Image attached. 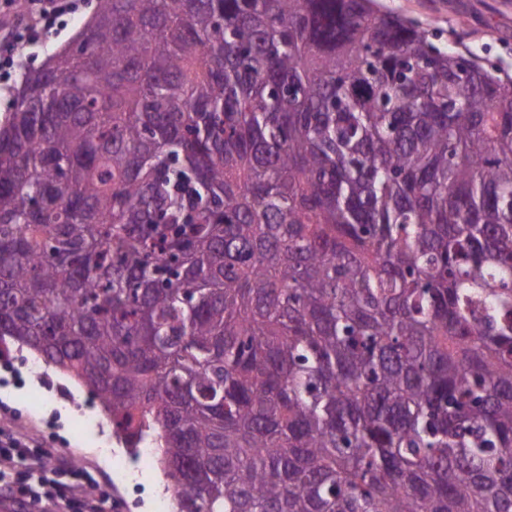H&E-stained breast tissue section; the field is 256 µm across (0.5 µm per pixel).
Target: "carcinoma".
Wrapping results in <instances>:
<instances>
[{
    "label": "carcinoma",
    "mask_w": 512,
    "mask_h": 512,
    "mask_svg": "<svg viewBox=\"0 0 512 512\" xmlns=\"http://www.w3.org/2000/svg\"><path fill=\"white\" fill-rule=\"evenodd\" d=\"M0 127V337L177 512H512V76L377 0H99Z\"/></svg>",
    "instance_id": "obj_1"
}]
</instances>
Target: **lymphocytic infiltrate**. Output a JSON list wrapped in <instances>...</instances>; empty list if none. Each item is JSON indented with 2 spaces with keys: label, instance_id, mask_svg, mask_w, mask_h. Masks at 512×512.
<instances>
[{
  "label": "lymphocytic infiltrate",
  "instance_id": "1",
  "mask_svg": "<svg viewBox=\"0 0 512 512\" xmlns=\"http://www.w3.org/2000/svg\"><path fill=\"white\" fill-rule=\"evenodd\" d=\"M0 496L40 512H104L107 502L87 468L55 456L6 418L0 420Z\"/></svg>",
  "mask_w": 512,
  "mask_h": 512
}]
</instances>
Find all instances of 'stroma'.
Returning a JSON list of instances; mask_svg holds the SVG:
<instances>
[{"mask_svg":"<svg viewBox=\"0 0 512 512\" xmlns=\"http://www.w3.org/2000/svg\"><path fill=\"white\" fill-rule=\"evenodd\" d=\"M384 9L417 21L436 33L439 46L462 48L479 60L512 75V0H380ZM97 9L95 0H83L74 15L65 16L61 33L40 47H20L18 67L0 74V122L13 110V94L26 71L39 68L53 51L69 42L75 30ZM0 354V411L30 437L69 458H80L102 480V489L117 505V512H157L155 503L164 491L153 484L156 462L130 453L117 442L90 393L43 366L31 369L29 349L9 343ZM96 427L88 431L87 420ZM136 473L134 483H114L116 465Z\"/></svg>","mask_w":512,"mask_h":512,"instance_id":"1","label":"stroma"}]
</instances>
